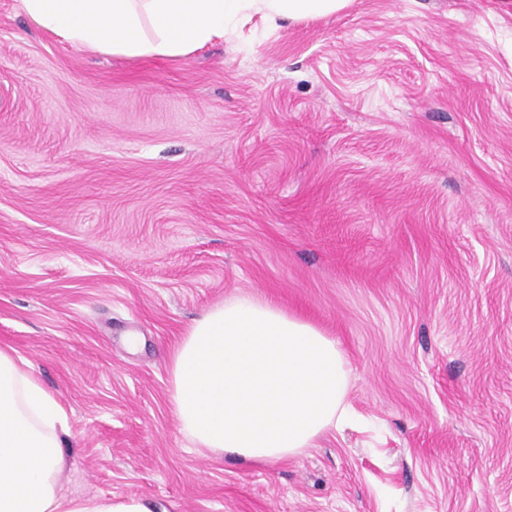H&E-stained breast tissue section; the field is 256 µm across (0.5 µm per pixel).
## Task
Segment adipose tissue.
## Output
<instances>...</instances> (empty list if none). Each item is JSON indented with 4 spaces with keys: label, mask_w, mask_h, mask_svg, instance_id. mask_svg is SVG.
I'll list each match as a JSON object with an SVG mask.
<instances>
[{
    "label": "adipose tissue",
    "mask_w": 512,
    "mask_h": 512,
    "mask_svg": "<svg viewBox=\"0 0 512 512\" xmlns=\"http://www.w3.org/2000/svg\"><path fill=\"white\" fill-rule=\"evenodd\" d=\"M41 29L93 53L184 57L252 17L276 28L351 0H18ZM169 405L216 456L270 463L302 454L347 416L348 369L335 339L256 296L210 308L174 344ZM65 413L0 348V512H149L137 498L66 496Z\"/></svg>",
    "instance_id": "adipose-tissue-1"
}]
</instances>
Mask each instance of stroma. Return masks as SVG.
I'll return each mask as SVG.
<instances>
[{
  "label": "stroma",
  "instance_id": "stroma-1",
  "mask_svg": "<svg viewBox=\"0 0 512 512\" xmlns=\"http://www.w3.org/2000/svg\"><path fill=\"white\" fill-rule=\"evenodd\" d=\"M334 337L300 456L180 431L168 354L240 294ZM0 347L64 407V488L152 512H512V0H351L180 58L0 0Z\"/></svg>",
  "mask_w": 512,
  "mask_h": 512
}]
</instances>
